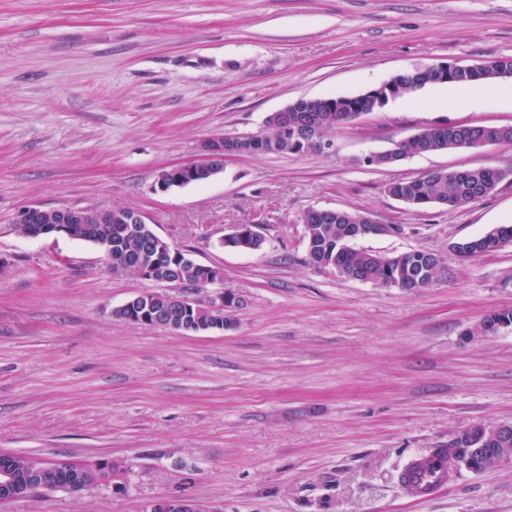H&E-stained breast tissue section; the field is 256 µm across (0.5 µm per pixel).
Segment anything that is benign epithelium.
Segmentation results:
<instances>
[{
  "instance_id": "obj_1",
  "label": "benign epithelium",
  "mask_w": 512,
  "mask_h": 512,
  "mask_svg": "<svg viewBox=\"0 0 512 512\" xmlns=\"http://www.w3.org/2000/svg\"><path fill=\"white\" fill-rule=\"evenodd\" d=\"M494 64V61H484L477 64L463 65L456 62H443L419 70V73L433 77L435 82L448 80V72L463 77L480 71ZM402 91L398 84V75H393L387 82L376 89L368 90L355 96L357 100L375 101L384 95L394 96ZM336 111L334 100L319 97L300 96L283 109L270 114L266 118L269 126L277 127L286 123L290 112H316L317 119L304 118L302 133L315 139L320 135V127L327 122V113ZM266 141L265 134H258L249 140H238L234 137L218 136L209 139L203 145L202 158L195 162L170 167L159 173L157 186L161 191L171 188L184 187L202 178L212 179L224 170V161L231 158H244L259 143ZM109 221L114 224H143V215L130 211H116L111 207L65 206L54 209L47 214V209L39 206L26 207L19 211L16 223L23 225V234L32 237H74L75 225L97 224ZM395 230V226L378 224L370 221L368 224H357L351 230V238L358 239L366 236L382 235ZM224 248L237 251H256L263 245V237L254 224H237L220 239ZM176 252V249L152 232L143 240L141 249L133 254L127 263L135 266L139 276L155 284L181 283L179 279H169L163 276L156 263L161 254ZM199 276L190 285L202 287L221 282L224 279L223 270L204 264L196 265ZM150 299L144 301L137 296L121 307L124 317L136 324H149L163 327L179 333H199L224 330V307L229 303L230 294L227 291L218 293L208 303L210 310L205 321H191L179 318L181 314H190L194 300L186 297L171 296L162 292H150ZM477 456L483 461L486 471L495 470L503 465L512 464V424L503 423L487 425L472 424L457 431L448 439L449 466L452 469L465 468L472 457ZM98 462H81L73 460H55L53 472L71 475L80 469L94 468ZM7 494L0 500H11L21 496V482L8 461V454L0 453V488ZM150 512H204V509L191 498L159 499L150 505Z\"/></svg>"
}]
</instances>
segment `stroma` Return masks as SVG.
I'll list each match as a JSON object with an SVG mask.
<instances>
[{
    "instance_id": "stroma-1",
    "label": "stroma",
    "mask_w": 512,
    "mask_h": 512,
    "mask_svg": "<svg viewBox=\"0 0 512 512\" xmlns=\"http://www.w3.org/2000/svg\"><path fill=\"white\" fill-rule=\"evenodd\" d=\"M512 57V0H0V451L122 462L117 485L30 494L0 512H512V465L460 469L415 500L401 473L474 423H512V245L455 244L512 225V181L477 205L418 211L386 192L433 169L512 170V145L367 155L436 122L512 125V100L454 101L429 84L329 132L324 153L228 161L156 190L216 135L263 132L301 96L356 95L397 72ZM140 212L171 246L221 268L244 300L224 331L178 334L115 311L154 290L95 245L27 238L28 206ZM310 208L358 211L395 233L356 249L435 253L407 291L307 260ZM257 224L264 244L219 246ZM150 512H204V509L191 498L159 499L150 506Z\"/></svg>"
}]
</instances>
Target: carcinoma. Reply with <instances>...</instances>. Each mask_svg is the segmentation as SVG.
I'll return each mask as SVG.
<instances>
[{"label":"carcinoma","mask_w":512,"mask_h":512,"mask_svg":"<svg viewBox=\"0 0 512 512\" xmlns=\"http://www.w3.org/2000/svg\"><path fill=\"white\" fill-rule=\"evenodd\" d=\"M301 121L297 113H288V130L280 127L270 129L267 137L277 142L276 153L321 152L316 143L294 136V127ZM484 129L475 125L468 129H457L450 124L433 125L411 136L392 142V149L408 157L447 152L458 148L462 142L480 140ZM500 173L493 167L460 169L455 175L441 170H431L416 178L399 179L389 183L387 193L414 209H426L432 205L457 209L475 198L482 200L495 191ZM365 216L343 210L338 215L321 214L307 210L303 214L306 241L312 244L307 254L312 265L318 261L334 263L337 267L354 273L365 281L383 286L389 281L400 282L403 288L417 291L432 285L435 274L436 255L424 250L407 252L405 259L396 255L377 254L355 249L349 234L351 225L361 224ZM74 238L93 245L103 239L112 240L113 259L134 252L138 235H122L112 224H79ZM512 239V225L504 226L486 235L466 241L473 256H481L498 249V245ZM108 469L97 475L64 476L57 483L71 491H80L98 482H108L120 473V468L111 460H105Z\"/></svg>","instance_id":"obj_1"}]
</instances>
